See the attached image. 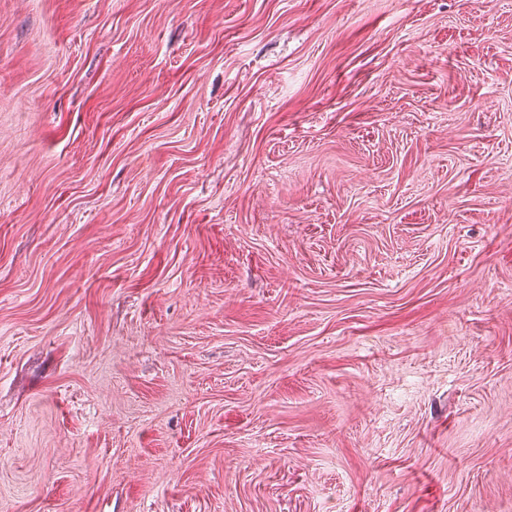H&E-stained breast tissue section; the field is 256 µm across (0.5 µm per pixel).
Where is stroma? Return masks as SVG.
<instances>
[{"instance_id": "1", "label": "stroma", "mask_w": 512, "mask_h": 512, "mask_svg": "<svg viewBox=\"0 0 512 512\" xmlns=\"http://www.w3.org/2000/svg\"><path fill=\"white\" fill-rule=\"evenodd\" d=\"M0 512H512V0H0Z\"/></svg>"}]
</instances>
